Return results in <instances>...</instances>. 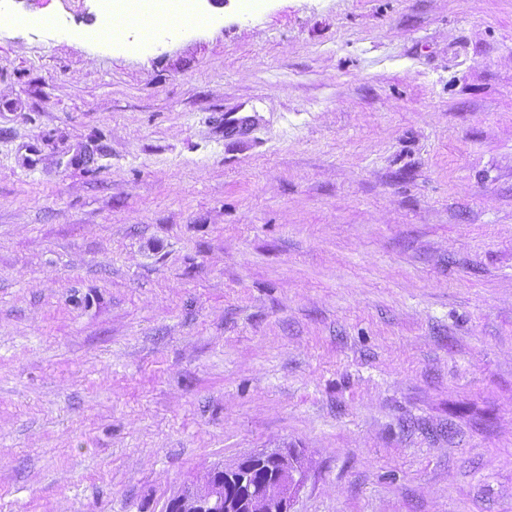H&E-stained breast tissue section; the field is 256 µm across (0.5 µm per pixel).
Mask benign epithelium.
I'll list each match as a JSON object with an SVG mask.
<instances>
[{"label":"benign epithelium","instance_id":"7a95c632","mask_svg":"<svg viewBox=\"0 0 512 512\" xmlns=\"http://www.w3.org/2000/svg\"><path fill=\"white\" fill-rule=\"evenodd\" d=\"M258 470L266 480L257 488L251 478ZM303 475V459L291 450L251 453L211 467L204 482L172 498L166 512H291Z\"/></svg>","mask_w":512,"mask_h":512}]
</instances>
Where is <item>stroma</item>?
Here are the masks:
<instances>
[{
	"mask_svg": "<svg viewBox=\"0 0 512 512\" xmlns=\"http://www.w3.org/2000/svg\"><path fill=\"white\" fill-rule=\"evenodd\" d=\"M196 8H0V512H512V0ZM158 15L178 20H190L196 17L191 0H140ZM258 470L266 480L257 488L251 478ZM303 475L302 457L288 448L251 453L211 467L204 482L172 498L166 512H291Z\"/></svg>",
	"mask_w": 512,
	"mask_h": 512,
	"instance_id": "1",
	"label": "stroma"
}]
</instances>
